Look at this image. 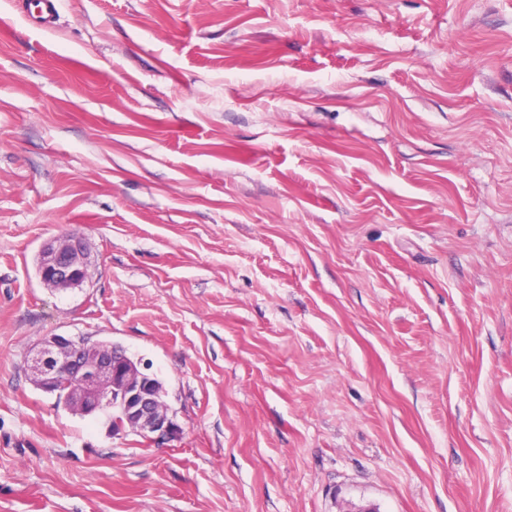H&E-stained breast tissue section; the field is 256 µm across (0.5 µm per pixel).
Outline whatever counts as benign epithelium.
<instances>
[{"mask_svg": "<svg viewBox=\"0 0 512 512\" xmlns=\"http://www.w3.org/2000/svg\"><path fill=\"white\" fill-rule=\"evenodd\" d=\"M83 247L82 236L74 231L45 242L39 266L43 284L54 289L83 284L88 276ZM28 367L38 388L70 410L81 415L105 408L117 412L115 436L132 433L154 444L180 437L166 392L155 377L111 343L49 336L28 360Z\"/></svg>", "mask_w": 512, "mask_h": 512, "instance_id": "7a95c632", "label": "benign epithelium"}]
</instances>
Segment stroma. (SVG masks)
Listing matches in <instances>:
<instances>
[{
	"mask_svg": "<svg viewBox=\"0 0 512 512\" xmlns=\"http://www.w3.org/2000/svg\"><path fill=\"white\" fill-rule=\"evenodd\" d=\"M0 0V512H512V0ZM90 277L55 290L66 227ZM146 362L181 438L38 389ZM34 12L30 8L31 17L36 20L44 29H51L58 14L56 0H35ZM82 236L63 232L41 248L39 276L44 285L54 289L78 287L87 279ZM38 388L81 415L110 408L121 420L112 435L135 434L164 444L180 437L156 378L112 343L46 337L28 360Z\"/></svg>",
	"mask_w": 512,
	"mask_h": 512,
	"instance_id": "stroma-1",
	"label": "stroma"
}]
</instances>
